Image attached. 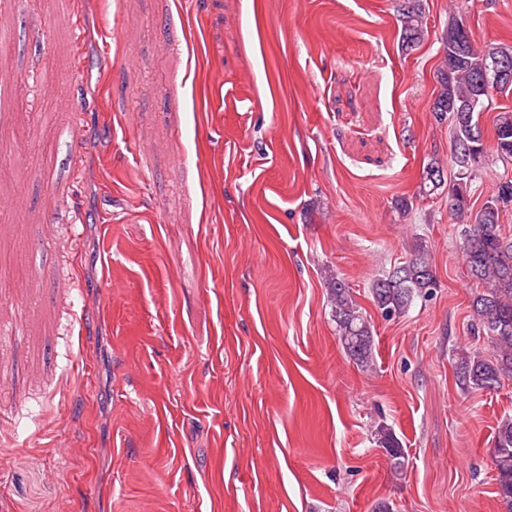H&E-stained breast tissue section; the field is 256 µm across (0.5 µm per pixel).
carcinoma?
Masks as SVG:
<instances>
[{
    "mask_svg": "<svg viewBox=\"0 0 512 512\" xmlns=\"http://www.w3.org/2000/svg\"><path fill=\"white\" fill-rule=\"evenodd\" d=\"M401 49L410 51L423 39L426 20L422 0H398ZM458 18L448 23L443 35L445 61L437 70L438 91L432 112L438 121L448 122L450 151L457 167L453 182H448L439 163L432 161L425 169L424 188L433 195L448 187L453 199L448 204L450 216L465 224L463 255L469 274L482 288L472 299L474 316L490 335L493 352L458 354L456 383L464 390H491L503 380L512 381V238L501 233L500 216L507 210L501 205L512 196V178L499 182L497 191L480 208L471 203L472 173L467 153L485 158L486 147L479 128V116L469 124L458 119L454 109L478 94L479 69L490 49L476 46L472 32L456 26ZM495 151L499 160L512 161V110L502 109L496 116ZM328 305L336 323L344 352L361 365H368L373 354L372 324L352 299L344 279L333 271L324 276ZM437 287L436 274L420 248L414 256L386 275L376 279L370 294L375 307L385 318L405 314L418 299H426ZM378 447L385 450L390 468L404 470L406 458L400 441L388 429L377 434ZM493 464L497 473V495L512 512V417L500 421L494 434Z\"/></svg>",
    "mask_w": 512,
    "mask_h": 512,
    "instance_id": "1",
    "label": "carcinoma"
}]
</instances>
